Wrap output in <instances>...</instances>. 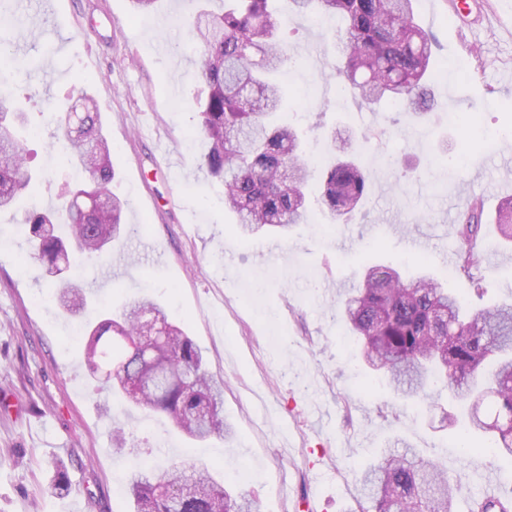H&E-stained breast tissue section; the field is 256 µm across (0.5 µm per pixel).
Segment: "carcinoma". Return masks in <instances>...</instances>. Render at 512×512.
<instances>
[{
    "label": "carcinoma",
    "mask_w": 512,
    "mask_h": 512,
    "mask_svg": "<svg viewBox=\"0 0 512 512\" xmlns=\"http://www.w3.org/2000/svg\"><path fill=\"white\" fill-rule=\"evenodd\" d=\"M216 13L201 8L194 20L202 48L194 73L198 85L196 135L206 151L200 169L224 185V207L237 218L248 239L270 228L288 230L307 215L308 186L320 176V199L333 218L349 219L362 202L369 172L347 156L323 163L310 156L296 130L275 121L282 102L278 74L292 60L279 37L275 0H221ZM414 0H288L294 13L336 15L344 26L334 38L340 48L338 85L368 104L391 102L418 114L431 106L430 76L437 41L417 23ZM81 111L60 120L65 154L85 174L80 184L61 186L54 210L31 209V257L59 278L58 306L71 315L85 310V289L63 276L79 259H99L123 232L122 201L112 194V147L93 99L82 95ZM35 130L17 102L0 94V210H11L30 188L25 135ZM482 200L459 213L454 234L459 243L457 271L471 290L482 293L485 255L476 247ZM496 224L512 241V197L499 203ZM344 320L364 362L382 373L397 396L431 403L433 386L442 384L463 409L452 417L460 434L486 437L483 449L512 464V302L467 311L459 297L430 276L410 280L388 266L367 269L360 285L343 301ZM160 321L156 344L140 342L141 320ZM88 376L148 411L167 415L187 438L205 441L229 435L220 416L224 383L209 370L187 332L169 323L161 305L143 297L124 304L116 317L87 323ZM133 437L117 419L116 453L138 457L126 448ZM190 483L181 512H259L248 494H233L205 466L191 460L156 473L136 463L129 470L131 512H170L161 495L164 484ZM363 512H456L457 485L442 462L414 448H383L378 459L356 477ZM474 512H509L512 486L499 501L477 499Z\"/></svg>",
    "instance_id": "carcinoma-1"
}]
</instances>
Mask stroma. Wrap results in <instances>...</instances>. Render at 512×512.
Instances as JSON below:
<instances>
[{"mask_svg": "<svg viewBox=\"0 0 512 512\" xmlns=\"http://www.w3.org/2000/svg\"><path fill=\"white\" fill-rule=\"evenodd\" d=\"M482 2L489 25L463 36L441 0H416L440 69H468L437 79L435 110L423 118L338 98L330 32L285 16L280 35L295 62L283 79L281 117L323 160L336 153L333 135L351 134L369 189L349 221L314 200L287 238L244 241L224 210L223 184L199 171L203 146L191 137L199 0H157L146 16L130 0H13L0 15L10 70L0 89L21 101L39 133L26 141L33 192L0 212V512H128V466L112 444L119 411L143 463L159 471L187 459L206 465L255 496L261 512H300L303 498L313 512H362L355 473L399 438L442 458L461 485L457 512L482 494L474 472L499 483L501 465L489 454L457 451L447 396L431 407L396 399L360 360L338 309L372 265L407 280L427 267L470 310L512 298V243L501 242L493 222L496 185H512V139L499 136L512 126V0ZM83 92L112 145V190L125 202L128 235L107 261H82L72 275L92 287L99 308L147 295L184 326L224 381L230 436L195 443L163 413L94 392L81 319L58 310L43 267L27 256L24 210L56 207L61 184L75 175L58 147L57 117ZM466 198L484 203L481 295L447 273L453 234L432 233L455 224ZM144 238L154 241L152 255L137 252ZM417 239L425 247L415 248ZM116 262L126 275L95 287ZM60 466L69 489L47 493Z\"/></svg>", "mask_w": 512, "mask_h": 512, "instance_id": "stroma-1", "label": "stroma"}]
</instances>
